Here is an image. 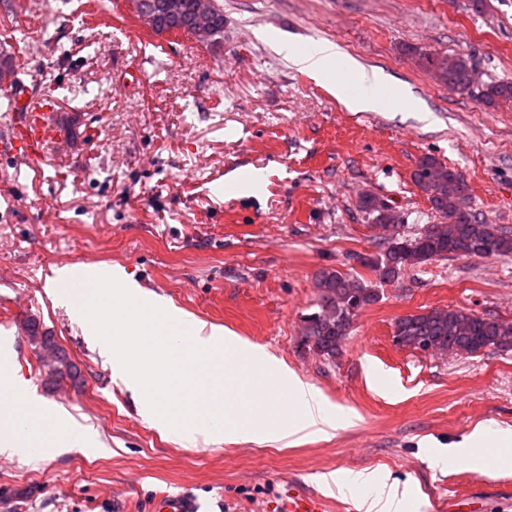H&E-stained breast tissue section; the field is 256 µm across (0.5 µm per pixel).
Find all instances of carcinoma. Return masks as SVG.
Masks as SVG:
<instances>
[{
    "instance_id": "cac0c4a2",
    "label": "carcinoma",
    "mask_w": 512,
    "mask_h": 512,
    "mask_svg": "<svg viewBox=\"0 0 512 512\" xmlns=\"http://www.w3.org/2000/svg\"><path fill=\"white\" fill-rule=\"evenodd\" d=\"M471 56L452 55L442 83L448 90L467 92L489 106L512 101V82L498 81L473 87ZM432 170L440 178L422 181V172ZM436 217L445 224H432L424 231L407 237L397 226V216L376 196H360L358 208L375 227L390 228L383 251L361 258V263L383 280H394L406 270L431 260L454 256L489 258L512 256V231L488 224L472 208L462 207L467 185L458 172L433 156L419 160L413 175ZM318 290L316 310L303 318V345L324 357L333 358L350 334L354 318L367 306L377 302L378 294L361 280L335 269H323L316 276ZM31 329V337H36ZM39 337V336H37ZM395 344L400 347L440 354L473 355L487 348L512 345V322L476 315L457 308H432L399 318L394 324ZM39 348L50 352L48 379L59 384L77 379L76 366L48 336L39 337Z\"/></svg>"
}]
</instances>
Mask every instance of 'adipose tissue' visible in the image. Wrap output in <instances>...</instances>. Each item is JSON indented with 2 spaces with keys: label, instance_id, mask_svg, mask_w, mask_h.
<instances>
[{
  "label": "adipose tissue",
  "instance_id": "adipose-tissue-1",
  "mask_svg": "<svg viewBox=\"0 0 512 512\" xmlns=\"http://www.w3.org/2000/svg\"><path fill=\"white\" fill-rule=\"evenodd\" d=\"M280 53L300 71L310 76L333 82L337 97L353 112H371L384 104L385 82L378 71L368 70L342 57L334 43L323 41L301 49L287 41H278ZM506 454L512 452V431L483 426L475 429L463 447L449 449L438 462L449 465L458 459L478 460L490 450ZM326 487L340 495L360 498L365 512H404L405 494L396 485L387 483L376 473L334 472L325 476Z\"/></svg>",
  "mask_w": 512,
  "mask_h": 512
}]
</instances>
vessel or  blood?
I'll list each match as a JSON object with an SVG mask.
<instances>
[{"mask_svg":"<svg viewBox=\"0 0 512 512\" xmlns=\"http://www.w3.org/2000/svg\"><path fill=\"white\" fill-rule=\"evenodd\" d=\"M8 96L16 110L10 113L8 123L0 126V152L23 162H38L47 143L57 135L56 115L50 104L31 102L22 90L10 89ZM155 506L157 512H200L197 499L185 494H161Z\"/></svg>","mask_w":512,"mask_h":512,"instance_id":"obj_1","label":"vessel or blood"}]
</instances>
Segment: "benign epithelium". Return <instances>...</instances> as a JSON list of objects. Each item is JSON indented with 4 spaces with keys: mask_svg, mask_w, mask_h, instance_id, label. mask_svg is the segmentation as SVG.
I'll list each match as a JSON object with an SVG mask.
<instances>
[{
    "mask_svg": "<svg viewBox=\"0 0 512 512\" xmlns=\"http://www.w3.org/2000/svg\"><path fill=\"white\" fill-rule=\"evenodd\" d=\"M137 16L153 31L163 28L169 33L179 31L199 39L208 34L213 24L212 0H193L188 11L181 0H165L159 5L146 0L138 7Z\"/></svg>",
    "mask_w": 512,
    "mask_h": 512,
    "instance_id": "obj_1",
    "label": "benign epithelium"
}]
</instances>
